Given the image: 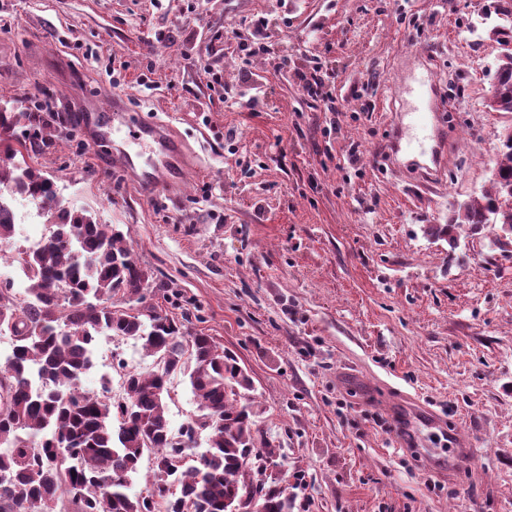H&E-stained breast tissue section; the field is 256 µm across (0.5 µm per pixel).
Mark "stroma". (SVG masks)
<instances>
[{"instance_id": "obj_1", "label": "stroma", "mask_w": 512, "mask_h": 512, "mask_svg": "<svg viewBox=\"0 0 512 512\" xmlns=\"http://www.w3.org/2000/svg\"><path fill=\"white\" fill-rule=\"evenodd\" d=\"M492 3L0 0V99L66 119L31 166L127 235L150 275L146 307L238 356L258 428L283 470L305 476L293 512H512V251L490 248L485 229L454 250L428 231L488 188L512 126L486 106L502 52ZM256 15L293 69L335 74V112L268 62L225 54ZM410 54L452 105L453 154L427 181L402 154L375 164L394 127L419 134ZM112 93L199 156L178 195H142L111 145L93 144L82 110ZM97 346L89 391L107 381L120 395L113 360L155 368L132 342ZM169 388L176 431L199 403L186 376ZM410 397L441 423L417 422ZM452 432L476 454L448 468Z\"/></svg>"}]
</instances>
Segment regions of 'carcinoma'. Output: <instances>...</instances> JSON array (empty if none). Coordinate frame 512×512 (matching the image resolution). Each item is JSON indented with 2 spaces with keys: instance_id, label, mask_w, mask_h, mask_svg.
Returning <instances> with one entry per match:
<instances>
[{
  "instance_id": "1",
  "label": "carcinoma",
  "mask_w": 512,
  "mask_h": 512,
  "mask_svg": "<svg viewBox=\"0 0 512 512\" xmlns=\"http://www.w3.org/2000/svg\"><path fill=\"white\" fill-rule=\"evenodd\" d=\"M494 13L511 23L498 29L504 52L495 111L512 113V0H494ZM54 121L49 112L0 103V248L14 235L9 198L32 200L48 220L38 246L9 254L30 282L27 300L0 288V333L15 340L0 360V392L7 393L0 403V512H54L65 497L75 512H227L255 494V512H292L280 481L260 479L255 467L259 454L277 449L258 439L253 381L237 357L166 314L125 306L141 301L149 286L125 235L76 208L27 162L54 137ZM496 169L481 198L431 225L430 234L453 247L452 232L464 226L512 225V146L502 144ZM31 328L38 334L28 335ZM101 335L133 340L154 358V371H125L119 399L106 387L101 395L81 387ZM178 373L188 376L201 415L175 433L168 383ZM196 429L209 430L208 448L186 466ZM146 453L154 455V473L145 492L132 496Z\"/></svg>"
}]
</instances>
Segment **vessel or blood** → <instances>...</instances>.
Returning a JSON list of instances; mask_svg holds the SVG:
<instances>
[{
	"label": "vessel or blood",
	"instance_id": "obj_1",
	"mask_svg": "<svg viewBox=\"0 0 512 512\" xmlns=\"http://www.w3.org/2000/svg\"><path fill=\"white\" fill-rule=\"evenodd\" d=\"M432 89L431 80L420 82L417 88L420 104L413 112L415 127L426 131L427 139L411 138L404 141L396 136L391 140L390 151L395 154L403 148L410 151L429 149L436 169L442 170L448 165L447 138L437 122L438 113L428 98ZM83 122L98 142L111 144L113 154L122 157L124 162L132 160L129 145L148 146L150 156L146 166L134 172L138 188L144 195L157 194L162 182H175L183 167L194 162L184 142L165 128L162 122L132 121L126 105L118 96L91 100L85 107Z\"/></svg>",
	"mask_w": 512,
	"mask_h": 512
}]
</instances>
